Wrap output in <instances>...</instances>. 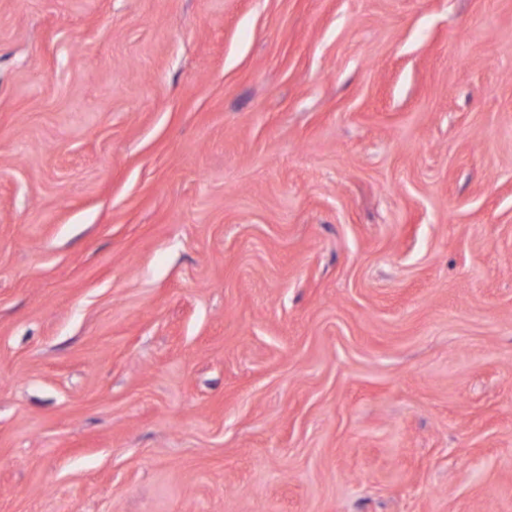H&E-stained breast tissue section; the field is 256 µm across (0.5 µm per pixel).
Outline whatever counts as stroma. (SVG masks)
Wrapping results in <instances>:
<instances>
[{"label":"stroma","instance_id":"obj_1","mask_svg":"<svg viewBox=\"0 0 512 512\" xmlns=\"http://www.w3.org/2000/svg\"><path fill=\"white\" fill-rule=\"evenodd\" d=\"M0 512H512V0H0Z\"/></svg>","mask_w":512,"mask_h":512}]
</instances>
